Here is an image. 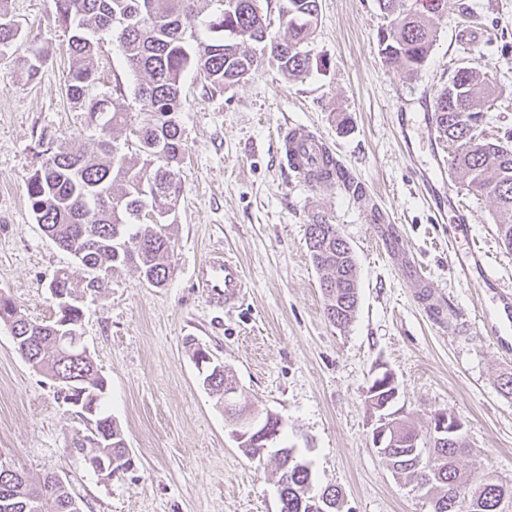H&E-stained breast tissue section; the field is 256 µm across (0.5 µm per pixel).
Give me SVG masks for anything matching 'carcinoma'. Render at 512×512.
I'll use <instances>...</instances> for the list:
<instances>
[{"instance_id":"obj_1","label":"carcinoma","mask_w":512,"mask_h":512,"mask_svg":"<svg viewBox=\"0 0 512 512\" xmlns=\"http://www.w3.org/2000/svg\"><path fill=\"white\" fill-rule=\"evenodd\" d=\"M201 0H54L56 22L72 30L68 39L71 65L66 96L85 112L88 125L99 130L97 149L89 152L65 145L44 154L40 166L26 179L28 204L47 236L68 252L82 269L81 277L61 269L49 288L60 294L99 292L112 276L134 266L143 282L166 284L174 253L172 225L167 218L180 195V166L187 154L181 112L184 109L183 75L189 69L222 89L275 64L283 76L299 78L312 67L310 44L317 28L319 0H283L280 14L287 17L288 38L267 41V17L260 0H225L207 22L214 33L208 40L187 34ZM388 18L378 33L380 53L388 65L409 73L421 69L436 41L438 21L469 6L463 0H377ZM109 31L118 42L125 74L133 79L134 99L148 109L133 111L122 74L113 72L112 88L100 95L90 89L100 82L98 42L94 34ZM25 35L0 0V52L21 45ZM252 41L260 51L241 50ZM48 57L30 50L16 57L17 69L34 80ZM499 97V89L477 66L454 71L448 85L434 99L435 124L451 148V167L464 174L468 187L491 196L501 244L512 253V146L488 139L480 131L485 112ZM125 132L120 144L112 132ZM336 176L355 194L360 184L344 170H335L332 157L314 173L318 179ZM306 246L314 265L324 271L320 288L326 297L325 313L334 326L347 327L357 308L359 276L350 245L329 218L317 212L306 228ZM49 321L36 322L0 295V325L7 327L22 358L37 373L59 380L64 402L84 395L83 404L95 411V433L77 453L96 451L118 458L127 448L122 429L104 414L106 381L92 358L74 356L58 341V326L77 331L83 317L81 304L55 302ZM203 380L219 393L231 377L221 371ZM395 440L384 459L395 475L409 485L428 484L430 512H512V482L491 475L471 481L459 467L470 452L467 439L449 440L430 447L431 461L416 466L409 455L419 431L399 419ZM278 484L283 487L281 512H341L344 495L335 485L314 491L308 465L295 462L294 449L280 448ZM72 495L53 474L16 469L0 471V512H79Z\"/></svg>"}]
</instances>
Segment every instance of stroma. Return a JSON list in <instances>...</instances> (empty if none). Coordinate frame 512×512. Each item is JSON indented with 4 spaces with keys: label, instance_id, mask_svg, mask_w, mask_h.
<instances>
[{
    "label": "stroma",
    "instance_id": "1",
    "mask_svg": "<svg viewBox=\"0 0 512 512\" xmlns=\"http://www.w3.org/2000/svg\"><path fill=\"white\" fill-rule=\"evenodd\" d=\"M482 24L456 12L439 22L425 65L408 74L387 66L376 0H319L312 43L318 66L285 78L267 66L238 84L212 89L188 72L181 114L188 155L169 220L174 257L165 286L131 268L86 296L81 334L106 379V412L124 432L135 464L104 480L76 452L87 433L77 407L18 353L0 326V457L59 475L84 512H280L274 461L251 462L231 436L216 396L205 390L185 343L194 339L223 362L248 408L277 415L285 445L310 467L314 488L342 489L352 512H428L378 456V414L368 389L391 370L392 408L420 433L435 411L463 421L468 471L512 480V396L501 389L512 351L473 322L491 303L481 277L460 281L445 242L463 213L468 239L490 256L496 287L512 293V254L498 237L495 205L448 171L452 201L432 198L418 171L433 165L426 132L414 154L398 138L397 116L431 111L456 67L478 66L501 96L487 112V137L512 143V0H467ZM25 33L50 59L34 80L0 57V295L33 320L54 315L49 283L74 269L37 224L25 180L40 151L65 144L95 149L97 134L65 96L68 34L53 0H8ZM350 116L347 130L337 114ZM308 126L362 185L356 198L336 184L310 187L284 167L279 129ZM320 212L349 243L359 268L355 318L338 329L326 317L320 272L305 241ZM396 230L395 257L380 255L377 225ZM215 252L237 259L247 287L239 303L211 306L196 270ZM414 256L424 281L405 276ZM435 290L442 302L425 299Z\"/></svg>",
    "mask_w": 512,
    "mask_h": 512
}]
</instances>
